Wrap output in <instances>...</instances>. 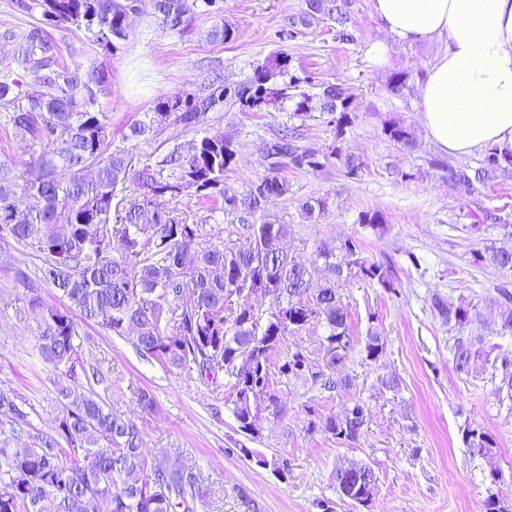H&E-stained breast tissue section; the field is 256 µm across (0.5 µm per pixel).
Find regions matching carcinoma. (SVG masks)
<instances>
[{
    "label": "carcinoma",
    "mask_w": 512,
    "mask_h": 512,
    "mask_svg": "<svg viewBox=\"0 0 512 512\" xmlns=\"http://www.w3.org/2000/svg\"><path fill=\"white\" fill-rule=\"evenodd\" d=\"M154 17L163 29L183 32L198 4L213 0H153ZM120 0H17L21 12L40 21L18 36L12 60L17 69L37 74L24 90L13 72L0 74V126L26 128L42 148L15 174L0 173V241L31 246L43 255L38 280L17 271L23 301L40 310L35 336L41 358L61 373L81 358L73 312L117 336L136 334L140 352L169 368L196 371L202 380L227 378L231 412L246 439L260 437L266 414L278 411L280 381L301 380L321 393L349 386L340 368L352 350L348 308L336 282L358 279L391 292L387 269L363 254V244L347 237L334 245L319 242L314 258L304 263L281 247L291 225L266 212L272 197L290 192L281 171L315 173L334 159L353 177L363 162L339 145L319 149L301 143L298 128L267 142L266 173L253 181L245 197L231 192L224 179L236 150L222 134L175 146L160 160L129 150H109L110 128L96 110L106 89L103 67L62 65L55 42L42 25L75 26L91 34L93 43L114 55L128 37ZM317 20L334 39L350 43V0H306V10L288 19L279 37L295 38L299 28ZM291 59L278 52L258 66L245 82L217 77L202 94L162 96L131 135L148 142L173 120L196 128L211 110L225 105L241 112H266L284 101L293 117L304 122L317 110L341 141L351 124L352 96L341 83L320 81L312 72L298 76ZM383 134L406 150L416 147L412 127L391 121ZM448 186L472 193L474 183L512 177V149L490 146L481 167L434 162ZM139 195H122L128 189ZM185 198L220 209L238 223L233 247L203 245L201 225L187 222L171 207ZM299 209L306 219L326 209L322 198H308ZM123 249L112 254V241ZM478 260L512 276V250L490 246ZM55 288L63 300L46 302L39 284ZM495 301L501 327L512 331V292L503 284ZM270 299L265 313L251 296ZM432 307L460 328L481 317L476 305L440 297ZM315 325L325 328L322 364L307 348L287 349L279 366L274 356L289 336ZM481 336H458L456 364L466 371ZM384 351L376 332H369L364 360ZM501 388L512 396V359L497 356ZM59 407L53 432L32 426L14 395L0 391V512H196L204 497L194 467L181 456L160 469L145 452L143 436L130 420L114 413L91 390L70 384L58 389ZM310 428L344 442H355L367 424L365 404L357 401L342 415L307 406ZM473 454L492 456L494 441L476 430L466 431ZM376 476L336 470V493L362 506L374 495Z\"/></svg>",
    "instance_id": "obj_1"
}]
</instances>
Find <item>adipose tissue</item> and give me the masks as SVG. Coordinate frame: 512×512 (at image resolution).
Instances as JSON below:
<instances>
[{"mask_svg":"<svg viewBox=\"0 0 512 512\" xmlns=\"http://www.w3.org/2000/svg\"><path fill=\"white\" fill-rule=\"evenodd\" d=\"M399 42L445 38L418 108L430 140L456 156L512 143V0H373Z\"/></svg>","mask_w":512,"mask_h":512,"instance_id":"ef3b65f1","label":"adipose tissue"}]
</instances>
